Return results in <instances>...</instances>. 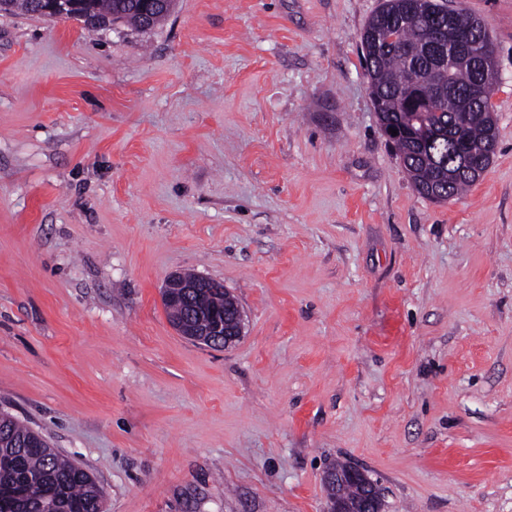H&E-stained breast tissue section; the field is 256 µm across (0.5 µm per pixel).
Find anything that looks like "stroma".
I'll return each mask as SVG.
<instances>
[{
	"label": "stroma",
	"mask_w": 512,
	"mask_h": 512,
	"mask_svg": "<svg viewBox=\"0 0 512 512\" xmlns=\"http://www.w3.org/2000/svg\"><path fill=\"white\" fill-rule=\"evenodd\" d=\"M383 0H175L159 27L0 14V411L105 512H512V0L497 150L413 188L361 33ZM221 281L229 348L180 336L166 277ZM324 479L327 485L336 486V495H331L328 497V512L381 511V498L379 496L377 487L374 483L370 482L363 470L355 467L330 469L325 473ZM344 482L352 483L339 485L340 483ZM353 483L364 486L365 492L352 505L348 500L340 498L339 493H341V496L346 499H354L357 497L360 487ZM337 488L339 493H337Z\"/></svg>",
	"instance_id": "obj_1"
}]
</instances>
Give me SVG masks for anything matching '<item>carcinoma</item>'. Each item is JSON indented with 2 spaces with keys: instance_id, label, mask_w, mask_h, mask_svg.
Instances as JSON below:
<instances>
[{
  "instance_id": "obj_1",
  "label": "carcinoma",
  "mask_w": 512,
  "mask_h": 512,
  "mask_svg": "<svg viewBox=\"0 0 512 512\" xmlns=\"http://www.w3.org/2000/svg\"><path fill=\"white\" fill-rule=\"evenodd\" d=\"M144 2L86 0L83 10L101 27L120 22L145 30L165 19L173 0H153L147 15ZM37 7V0H4L3 12L35 14ZM432 13L438 18L418 10L413 0H383L365 24L361 45L381 120L406 128L425 125L434 132L428 146L409 135L394 141L413 187L420 194L433 188L448 199L476 183L451 157L454 138L463 139L468 153L482 156L497 141L496 118L491 97L475 100L469 96L476 71L468 48L457 50L455 60L446 67L439 65V59L452 48L435 38V29H473L478 27L477 17L460 4L448 8L444 0L434 2ZM414 69L419 74L414 92L430 104L422 112L404 110L403 91ZM21 481L30 486L28 496L0 502V512H100L101 490L87 471L12 415L0 414V488Z\"/></svg>"
}]
</instances>
